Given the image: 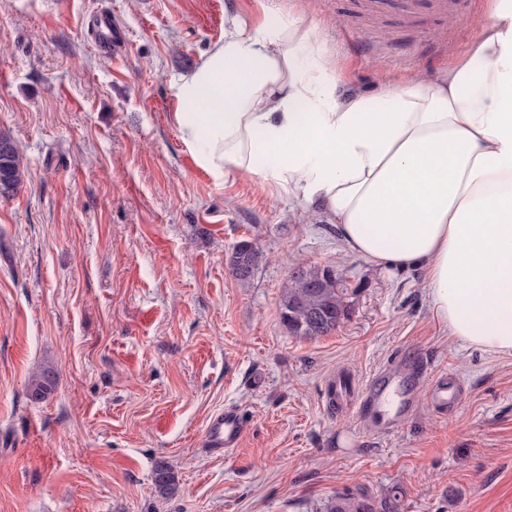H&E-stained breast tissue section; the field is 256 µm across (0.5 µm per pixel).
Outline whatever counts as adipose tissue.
Here are the masks:
<instances>
[{
	"instance_id": "1",
	"label": "adipose tissue",
	"mask_w": 512,
	"mask_h": 512,
	"mask_svg": "<svg viewBox=\"0 0 512 512\" xmlns=\"http://www.w3.org/2000/svg\"><path fill=\"white\" fill-rule=\"evenodd\" d=\"M476 29L447 70L368 96L339 92V60L301 18H235L175 80L174 120L215 177L320 200L349 251L426 270L451 336L512 354V0Z\"/></svg>"
}]
</instances>
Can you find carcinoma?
<instances>
[{"label": "carcinoma", "instance_id": "1", "mask_svg": "<svg viewBox=\"0 0 512 512\" xmlns=\"http://www.w3.org/2000/svg\"><path fill=\"white\" fill-rule=\"evenodd\" d=\"M24 172L17 149L10 140L0 137V193L14 192ZM261 250L254 246H237L230 261L233 275L242 283L252 276H242L241 267L257 270L262 262ZM348 289L342 275L331 267L302 264L293 268L281 298V320L292 336L315 339L330 334L349 316ZM56 373L44 368L30 382L31 394L40 399L55 386ZM155 483L167 495L174 490L175 476L166 463L158 465ZM318 512H390L388 503L376 504L365 495L338 494L317 507Z\"/></svg>", "mask_w": 512, "mask_h": 512}]
</instances>
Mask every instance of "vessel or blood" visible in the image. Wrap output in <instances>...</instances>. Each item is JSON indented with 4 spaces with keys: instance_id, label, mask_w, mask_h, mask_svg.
I'll return each mask as SVG.
<instances>
[{
    "instance_id": "1",
    "label": "vessel or blood",
    "mask_w": 512,
    "mask_h": 512,
    "mask_svg": "<svg viewBox=\"0 0 512 512\" xmlns=\"http://www.w3.org/2000/svg\"><path fill=\"white\" fill-rule=\"evenodd\" d=\"M399 396V415H406L415 401L431 407L454 408L460 388L451 378L429 380L428 366L421 357L394 359L378 368L366 381L358 404L359 419L383 411L392 396ZM246 419L236 408H225L212 414L205 426L204 446L211 453L238 447L245 433Z\"/></svg>"
}]
</instances>
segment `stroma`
Listing matches in <instances>:
<instances>
[{
  "mask_svg": "<svg viewBox=\"0 0 512 512\" xmlns=\"http://www.w3.org/2000/svg\"><path fill=\"white\" fill-rule=\"evenodd\" d=\"M486 0L441 12L401 0H0V136L24 181L0 195V512H314L339 493L392 512H512V354L452 338L425 273L349 251L321 202L228 171L215 179L174 123L173 83L233 17L302 8L341 63L340 86L374 94L447 69ZM108 12L122 42L88 28ZM243 241L264 259L232 274ZM339 271L348 318L289 335L280 296L296 264ZM459 381L450 411L428 406L376 437L356 395L396 356ZM54 390L32 399L44 367ZM247 420L241 445L203 448L209 415ZM176 475L168 496L155 466Z\"/></svg>",
  "mask_w": 512,
  "mask_h": 512,
  "instance_id": "obj_1",
  "label": "stroma"
}]
</instances>
